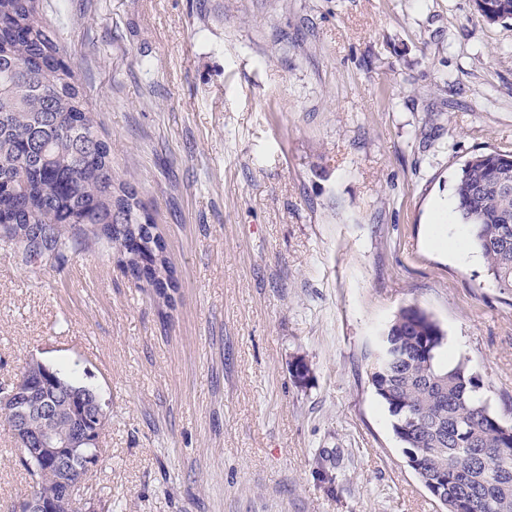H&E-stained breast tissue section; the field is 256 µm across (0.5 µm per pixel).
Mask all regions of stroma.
<instances>
[{
    "mask_svg": "<svg viewBox=\"0 0 512 512\" xmlns=\"http://www.w3.org/2000/svg\"><path fill=\"white\" fill-rule=\"evenodd\" d=\"M44 11L177 278L167 307L107 244L25 263L0 240V383L35 357L109 404L81 498L97 512H443L369 371L417 304L446 333L443 362L467 357L512 425V290L487 277L454 199L466 160L512 152V21L474 0ZM30 489L0 423V512Z\"/></svg>",
    "mask_w": 512,
    "mask_h": 512,
    "instance_id": "stroma-1",
    "label": "stroma"
}]
</instances>
